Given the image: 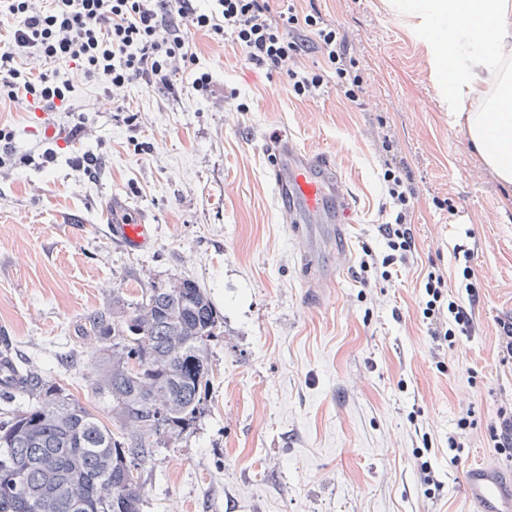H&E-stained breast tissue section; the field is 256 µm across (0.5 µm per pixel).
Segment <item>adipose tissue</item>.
Masks as SVG:
<instances>
[{
  "mask_svg": "<svg viewBox=\"0 0 512 512\" xmlns=\"http://www.w3.org/2000/svg\"><path fill=\"white\" fill-rule=\"evenodd\" d=\"M411 17L457 121L512 185V0H416ZM475 99L481 111L469 110Z\"/></svg>",
  "mask_w": 512,
  "mask_h": 512,
  "instance_id": "adipose-tissue-1",
  "label": "adipose tissue"
}]
</instances>
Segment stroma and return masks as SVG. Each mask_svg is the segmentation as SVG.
<instances>
[{"mask_svg":"<svg viewBox=\"0 0 512 512\" xmlns=\"http://www.w3.org/2000/svg\"><path fill=\"white\" fill-rule=\"evenodd\" d=\"M392 0H299L338 25L366 94L351 105L327 74L321 94L251 68L233 41L188 30L212 94L141 83L115 111L98 85L72 103L88 119L71 138L59 115L18 102L0 108L15 158L0 168V350L60 383L105 425L97 394L103 354L92 317L148 289L187 278L219 317L208 343L203 409L161 438L140 472L142 512H474L462 491L473 465L499 466L485 427L512 404L499 320L512 317V185L476 151L440 92L423 39ZM55 127L47 137L46 127ZM327 154L350 193L347 258L334 287L310 295L302 244L278 210L269 135ZM408 171L413 259L385 281L360 269L385 248L382 135ZM54 149L40 168L26 155ZM93 152V176L69 158ZM125 199L156 227L138 253L110 239L106 201ZM448 200L449 209L439 208ZM476 242L480 303L474 336L438 350L423 323L422 277L437 264L465 298L453 248ZM445 369H438L437 360ZM473 413L459 464L448 435ZM431 442L442 490L428 495L414 451Z\"/></svg>","mask_w":512,"mask_h":512,"instance_id":"obj_1","label":"stroma"}]
</instances>
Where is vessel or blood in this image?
<instances>
[{
  "label": "vessel or blood",
  "instance_id": "vessel-or-blood-1",
  "mask_svg": "<svg viewBox=\"0 0 512 512\" xmlns=\"http://www.w3.org/2000/svg\"><path fill=\"white\" fill-rule=\"evenodd\" d=\"M268 143L276 161L274 182L280 209L293 223L303 252L311 260L308 274L319 287L334 285L337 266L319 267L314 260L332 249L342 235V216L351 209L350 198L327 155L307 151L276 136L269 138ZM126 208L121 197H111L107 235L128 251L143 250L152 244L155 229L145 220L125 217ZM463 490L477 505V512H512V479L497 468L482 465L468 469Z\"/></svg>",
  "mask_w": 512,
  "mask_h": 512
}]
</instances>
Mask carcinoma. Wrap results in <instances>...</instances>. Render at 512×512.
<instances>
[{
    "label": "carcinoma",
    "mask_w": 512,
    "mask_h": 512,
    "mask_svg": "<svg viewBox=\"0 0 512 512\" xmlns=\"http://www.w3.org/2000/svg\"><path fill=\"white\" fill-rule=\"evenodd\" d=\"M218 327L206 290L187 279L149 289L132 309L94 315L92 335L112 340L99 391L125 433L59 383L26 375L17 392L31 403L0 422V512H142L137 472L159 438L200 414Z\"/></svg>",
    "instance_id": "1"
}]
</instances>
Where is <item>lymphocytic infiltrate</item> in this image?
Instances as JSON below:
<instances>
[{
  "mask_svg": "<svg viewBox=\"0 0 512 512\" xmlns=\"http://www.w3.org/2000/svg\"><path fill=\"white\" fill-rule=\"evenodd\" d=\"M16 21L8 40L0 41V102L26 99L48 112H62L71 136L86 129V119L70 107L77 86L102 85L106 92L124 91L142 83L171 92L181 74L194 71L196 55L185 37L188 29L215 42L232 40L247 63L287 76L293 92L313 98L320 94L326 72L336 75V88L353 105H361L363 78L346 53V38L336 24L319 13H299L295 0L273 10L271 0H212L209 8L196 0H0V16ZM308 31L322 53L320 66H304L308 50L301 31ZM63 62L67 71L56 70ZM383 183L388 219L380 227L383 253L365 250L363 269L393 276L396 263L415 249L409 214L414 197L410 178L397 165L393 143L384 140ZM473 248L462 251L465 299L448 292V280L436 266L422 278L420 313L431 336L446 347L474 335V309L479 301L470 266ZM447 322H440V311Z\"/></svg>",
  "mask_w": 512,
  "mask_h": 512,
  "instance_id": "1",
  "label": "lymphocytic infiltrate"
}]
</instances>
